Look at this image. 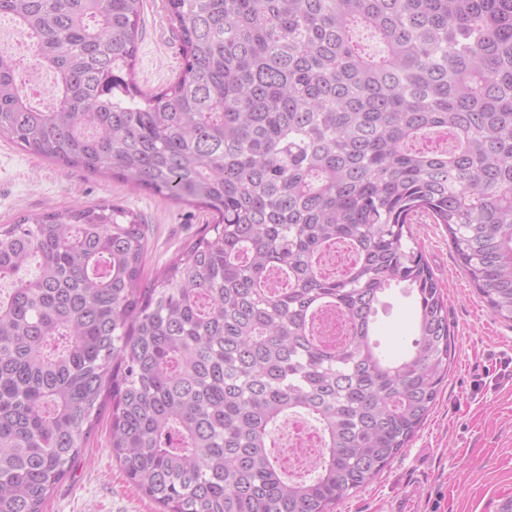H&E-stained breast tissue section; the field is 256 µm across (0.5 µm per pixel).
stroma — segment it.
I'll return each instance as SVG.
<instances>
[{
	"mask_svg": "<svg viewBox=\"0 0 512 512\" xmlns=\"http://www.w3.org/2000/svg\"><path fill=\"white\" fill-rule=\"evenodd\" d=\"M163 0H143L137 82L153 91L183 64L178 32ZM102 200L124 206L151 228L146 274L163 267L211 217L194 206L162 200L124 183L63 168L0 139V224L24 213ZM448 304L452 362L424 424L372 482L345 498L336 512H498L512 498V323L497 318L463 270L441 224L413 227ZM416 301L400 286L381 298L373 339L390 359L405 354L416 329ZM44 512H157L127 480L109 451L101 422L71 475Z\"/></svg>",
	"mask_w": 512,
	"mask_h": 512,
	"instance_id": "stroma-1",
	"label": "stroma"
}]
</instances>
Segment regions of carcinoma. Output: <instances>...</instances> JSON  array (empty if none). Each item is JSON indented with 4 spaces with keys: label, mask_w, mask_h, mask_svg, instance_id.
Listing matches in <instances>:
<instances>
[{
    "label": "carcinoma",
    "mask_w": 512,
    "mask_h": 512,
    "mask_svg": "<svg viewBox=\"0 0 512 512\" xmlns=\"http://www.w3.org/2000/svg\"><path fill=\"white\" fill-rule=\"evenodd\" d=\"M142 5L0 0L56 82L44 111L1 48L0 138L214 219L153 277L146 225L120 205L0 224V512H43L104 416L159 512H333L448 374V305L413 221L447 228L512 322V0H166L183 67L150 93ZM394 283L419 312L389 362L371 325ZM290 413L324 440L309 479L271 451Z\"/></svg>",
    "instance_id": "cac0c4a2"
}]
</instances>
